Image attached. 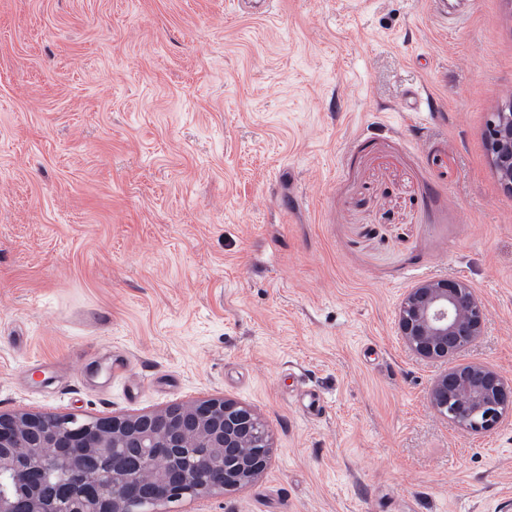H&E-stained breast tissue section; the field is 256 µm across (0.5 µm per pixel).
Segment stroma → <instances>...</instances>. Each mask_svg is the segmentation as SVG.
<instances>
[{
    "mask_svg": "<svg viewBox=\"0 0 512 512\" xmlns=\"http://www.w3.org/2000/svg\"><path fill=\"white\" fill-rule=\"evenodd\" d=\"M0 0V413L230 397L255 482L159 512H512V415L434 414L408 289L469 284L512 380V0ZM425 88L426 121L403 110ZM324 407L309 415L305 391ZM485 143L503 184L512 190V108L492 113Z\"/></svg>",
    "mask_w": 512,
    "mask_h": 512,
    "instance_id": "35a3bbf8",
    "label": "stroma"
}]
</instances>
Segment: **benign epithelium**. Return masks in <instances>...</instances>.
<instances>
[{"label":"benign epithelium","instance_id":"1","mask_svg":"<svg viewBox=\"0 0 512 512\" xmlns=\"http://www.w3.org/2000/svg\"><path fill=\"white\" fill-rule=\"evenodd\" d=\"M485 143L512 190V108L492 113ZM484 324L473 288L448 280L409 289L397 317L410 351L442 362L481 336ZM429 404L467 432H489L512 413V382L480 363L454 365L433 383ZM129 448L140 449L141 467L120 464ZM272 454L273 440L259 413L231 398L125 418L57 415L49 423L43 413L0 414V475L20 484L29 470L45 467L94 484L93 493L71 500L68 512H157L177 493L207 497L254 482Z\"/></svg>","mask_w":512,"mask_h":512}]
</instances>
